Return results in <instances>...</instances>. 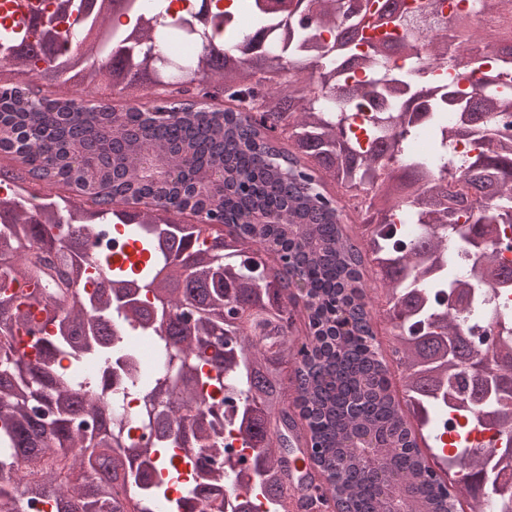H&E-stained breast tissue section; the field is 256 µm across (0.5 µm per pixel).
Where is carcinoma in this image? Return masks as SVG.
Here are the masks:
<instances>
[{"instance_id":"1","label":"carcinoma","mask_w":512,"mask_h":512,"mask_svg":"<svg viewBox=\"0 0 512 512\" xmlns=\"http://www.w3.org/2000/svg\"><path fill=\"white\" fill-rule=\"evenodd\" d=\"M85 2L57 0L54 15L75 19H38L26 36L0 18V60L12 63L0 66V153L20 160L0 166L13 187L0 197V475L39 466L22 485L0 483V512H21L23 495L52 512H122L118 487L133 512L222 508L238 476L216 457L226 421L252 449L236 512L252 499L264 512L288 501L324 512L326 483L340 512H452L426 457L469 487L490 462L464 444L448 457L439 419L454 401L487 415L491 394H512V314L471 300L476 279L512 284L489 240L491 225H512V86L500 83L512 0H480L477 36L453 15L430 43L448 73L417 68L370 88L341 72L383 69L391 41L358 53L353 19L405 27L401 55L420 38L391 0H288L287 20L246 0L249 30L220 0L175 19L176 0H126L123 29L88 17ZM463 73L499 91L463 100ZM75 88L116 90L127 104L85 106ZM363 97L379 109L365 150L352 132ZM251 112L281 145L244 122ZM421 129L426 154L408 149ZM457 137L472 155L448 158ZM32 178L47 179L39 203ZM399 211L414 238L396 230ZM92 217L124 225L151 260L90 274L80 243ZM456 235L464 272L448 262ZM125 325L166 367L144 380L128 341L122 391H99L84 369L112 358ZM477 338L502 365L473 369ZM128 396L142 400L136 415L115 408ZM380 448L379 477L365 459ZM294 449L309 460L299 484ZM500 477L471 512L501 495Z\"/></svg>"}]
</instances>
